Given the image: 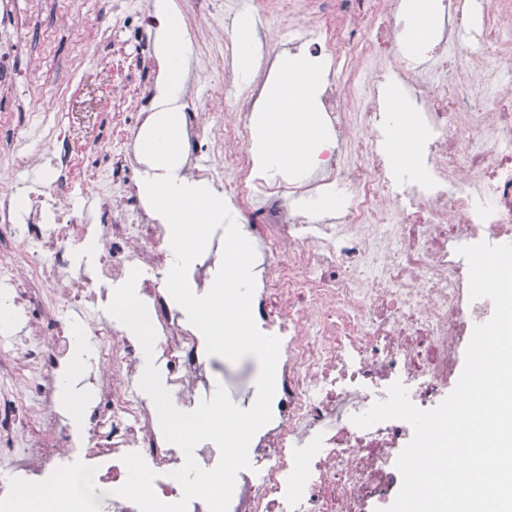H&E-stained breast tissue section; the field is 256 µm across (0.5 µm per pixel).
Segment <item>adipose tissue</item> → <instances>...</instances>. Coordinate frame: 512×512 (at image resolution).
Returning <instances> with one entry per match:
<instances>
[{"mask_svg": "<svg viewBox=\"0 0 512 512\" xmlns=\"http://www.w3.org/2000/svg\"><path fill=\"white\" fill-rule=\"evenodd\" d=\"M285 82L271 89V109L255 133L266 167L274 172L311 160L320 149V132L312 108L315 81L308 65L292 58L284 63ZM83 502V487L70 481L57 494H28L24 512H75Z\"/></svg>", "mask_w": 512, "mask_h": 512, "instance_id": "adipose-tissue-1", "label": "adipose tissue"}]
</instances>
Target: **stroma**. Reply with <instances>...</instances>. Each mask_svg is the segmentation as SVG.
<instances>
[{"label":"stroma","instance_id":"stroma-1","mask_svg":"<svg viewBox=\"0 0 512 512\" xmlns=\"http://www.w3.org/2000/svg\"><path fill=\"white\" fill-rule=\"evenodd\" d=\"M0 10V55L8 62L0 74V196L19 181L53 182L51 145L66 132L76 165L70 184L60 186L61 203L76 210L93 207L111 186L112 130L121 115L118 73L143 81L135 50L119 20L134 12H152L157 0H9ZM186 39V61L194 63L198 43L210 40L204 18L209 0H172ZM314 27L299 24L275 30L270 20L252 29L255 59H268L267 84L281 81L280 61L296 39L315 40ZM196 63V62H195ZM199 65V64H198ZM187 93L208 107L210 121L222 120L224 80L200 64ZM212 384L222 385L240 408L248 403L239 389L256 385L260 365L253 356L232 362L217 357Z\"/></svg>","mask_w":512,"mask_h":512}]
</instances>
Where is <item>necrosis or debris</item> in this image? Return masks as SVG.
<instances>
[{"label": "necrosis or debris", "instance_id": "obj_1", "mask_svg": "<svg viewBox=\"0 0 512 512\" xmlns=\"http://www.w3.org/2000/svg\"><path fill=\"white\" fill-rule=\"evenodd\" d=\"M277 27L307 14L321 37L309 51L341 65L327 78L322 119L336 146L299 181L260 178L246 147L249 115L210 123L197 107L183 109L188 172L223 185L239 202V227L261 270L251 310L261 332L282 347L275 372L271 421L253 438L250 470L236 478L229 512H370L396 495V459L411 426L387 420L362 429L351 418L376 400L375 386H416L418 408L437 406L475 326L493 315L490 300L469 298L464 245L512 241V0H492L478 41L440 35L425 62H395L397 78L422 105L413 118L426 141L424 179L402 172L374 131L376 90L388 72L377 56L395 53L401 0H254ZM466 68H459V61ZM369 94L356 96L360 84ZM153 85L132 86L135 103L114 139L112 190L94 210L60 207L56 193L27 184L32 202L25 234L36 246L21 262L1 261L13 285L14 310L26 321L12 339L19 356L0 361V512H17L20 491L54 489L70 471L88 477L97 493L88 512H139L114 496L127 478L124 455L139 454L155 472L165 502L181 499L173 478L177 448L155 424L156 411L138 390L142 348L135 334L101 316L96 285L125 280L133 268L164 264L167 225L152 216L135 183L141 156L131 131L143 124ZM350 194L335 213L307 227L332 185ZM55 215L51 226L43 211ZM102 252L92 279L73 275L69 253L88 237ZM141 301L156 330L172 400L194 405L209 383L205 342L173 307L160 282L143 283ZM83 317L100 351V395L87 415L88 436H75L54 401V372L69 359L70 312Z\"/></svg>", "mask_w": 512, "mask_h": 512}]
</instances>
